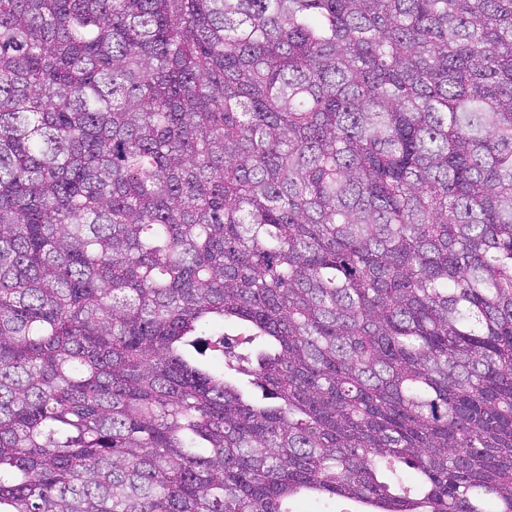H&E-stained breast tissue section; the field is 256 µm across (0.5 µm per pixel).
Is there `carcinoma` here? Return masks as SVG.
Instances as JSON below:
<instances>
[{"instance_id":"obj_1","label":"carcinoma","mask_w":512,"mask_h":512,"mask_svg":"<svg viewBox=\"0 0 512 512\" xmlns=\"http://www.w3.org/2000/svg\"><path fill=\"white\" fill-rule=\"evenodd\" d=\"M301 499L512 512V0H0V512Z\"/></svg>"}]
</instances>
